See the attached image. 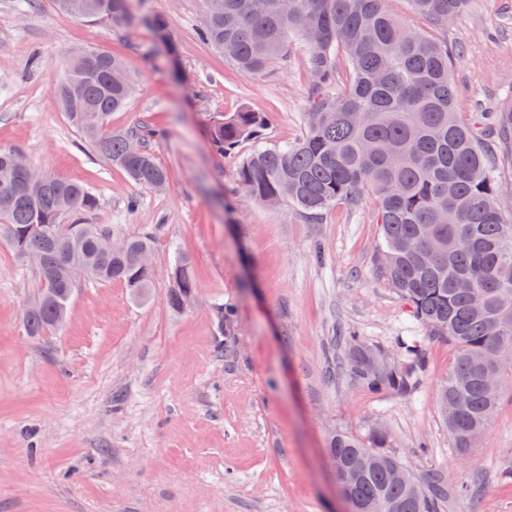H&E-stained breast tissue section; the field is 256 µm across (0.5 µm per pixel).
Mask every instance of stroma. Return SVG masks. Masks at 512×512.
<instances>
[{
	"label": "stroma",
	"instance_id": "35a3bbf8",
	"mask_svg": "<svg viewBox=\"0 0 512 512\" xmlns=\"http://www.w3.org/2000/svg\"><path fill=\"white\" fill-rule=\"evenodd\" d=\"M162 15L180 73L145 24L115 28L61 12L54 0H0V145L33 167L83 184L99 200L84 220L113 242L152 233V287L83 282L64 325L28 336L36 268L0 233V512H345L326 455L332 433L389 435L421 477L439 475L440 512H512V384L488 430L459 455L436 410L453 362L378 270L375 206L338 201L320 218L260 204L238 184L245 141L218 153L213 113H263L265 141L294 143L309 107L308 46L241 72L197 35L201 0H133ZM452 52L457 99L499 111L512 97V0H470L437 31ZM101 48L137 91L111 127L148 125L167 189L131 182L67 122L54 95L66 55ZM198 292L167 304L176 256ZM235 312L231 333L220 313ZM413 336L426 366L416 392L327 377L350 340L394 353Z\"/></svg>",
	"mask_w": 512,
	"mask_h": 512
}]
</instances>
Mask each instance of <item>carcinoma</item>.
Wrapping results in <instances>:
<instances>
[{"label":"carcinoma","instance_id":"carcinoma-1","mask_svg":"<svg viewBox=\"0 0 512 512\" xmlns=\"http://www.w3.org/2000/svg\"><path fill=\"white\" fill-rule=\"evenodd\" d=\"M388 0H205L208 24L199 37L229 57L244 73L264 71L285 56L288 35L309 46L311 75L305 135L292 145L268 144L243 160L239 185L260 202L281 201L313 219L338 200L359 205L371 194L377 205L381 253L379 270L408 302L428 335L448 342L454 360L437 402L438 413L465 452L491 424L502 395L483 386L486 372L512 375V224L503 217L495 155L512 149V100L495 118L457 109L448 44L427 34L443 30L468 0H410L415 24L401 22ZM82 20L130 27L143 21L164 34L161 15L137 14L131 0H55ZM123 69L111 53L91 48L70 55L53 88L62 112L94 150L135 184L160 189L168 172L143 146L155 136L141 127L115 133L112 113L131 97L129 78L108 80V69ZM491 126L496 145L475 139V124ZM264 117L243 109L212 117L214 148L226 153L260 136ZM140 151L129 149L132 141ZM13 148L0 147V195H12L0 214L17 254L38 270L41 287L55 294L41 307L24 311L27 334L53 332L56 312L69 309L77 283L124 282L144 296L151 269L135 260L152 249L151 236L125 240L110 249L108 229L81 224L97 208L84 186L46 174L30 185L12 162ZM197 292L190 262L178 258L167 295L170 309H182ZM482 306L473 305L474 297ZM375 348L349 345L341 369L370 388L402 396L419 385L424 352L414 338L399 341L395 368L383 376L368 367ZM389 437L374 429L368 440L333 434L327 455L343 477L345 494L358 512H438L440 488L407 472L394 484L388 474L404 462L387 450Z\"/></svg>","mask_w":512,"mask_h":512}]
</instances>
